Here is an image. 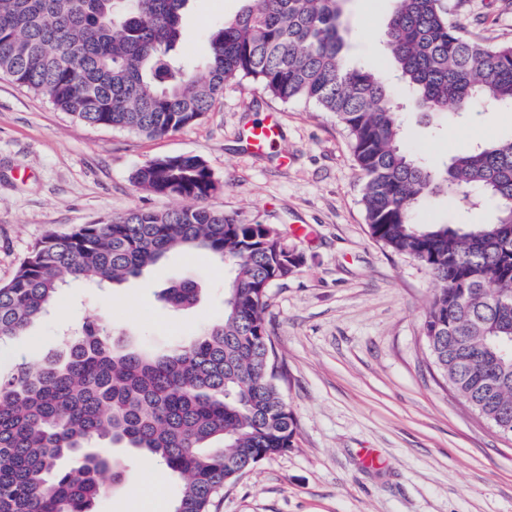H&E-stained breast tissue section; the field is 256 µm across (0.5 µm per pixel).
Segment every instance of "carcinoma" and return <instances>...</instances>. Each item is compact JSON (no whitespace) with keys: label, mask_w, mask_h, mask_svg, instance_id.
<instances>
[{"label":"carcinoma","mask_w":512,"mask_h":512,"mask_svg":"<svg viewBox=\"0 0 512 512\" xmlns=\"http://www.w3.org/2000/svg\"><path fill=\"white\" fill-rule=\"evenodd\" d=\"M190 0H0V74L90 125L163 136L198 122L237 77L283 103L332 113L363 179L370 236L418 262L436 288L423 321L433 364L486 419L512 427V136L436 164L404 145L393 91L344 55V0H245L209 35L206 77L179 56ZM448 0H394L383 32L389 61L422 112L460 118L512 106V43L464 35ZM132 183L192 204L130 210L37 242L0 285V347L58 303L66 279L119 284L175 249L202 250L230 273L224 315L188 348L139 352L125 334L83 322L62 353L0 376V512H99L124 485L120 447L181 481L173 512H210L245 467L295 447L297 422L262 374L274 353L269 287L300 262L264 224L205 205L218 181L196 155L158 158ZM445 194L484 222L417 213ZM192 280L163 289L179 310Z\"/></svg>","instance_id":"obj_1"}]
</instances>
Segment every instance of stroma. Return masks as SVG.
<instances>
[{"mask_svg": "<svg viewBox=\"0 0 512 512\" xmlns=\"http://www.w3.org/2000/svg\"><path fill=\"white\" fill-rule=\"evenodd\" d=\"M243 6L190 0L177 50L197 78L205 76L210 30ZM392 8V0H348L351 65L385 62L381 34ZM453 19L470 38L512 42V0H462ZM268 112L281 122L277 149L247 151L244 126ZM511 134V108L474 110L458 123L413 111L406 144L442 163ZM182 154L201 157L219 181L208 206L272 225L305 259L271 286L267 308L297 444L225 487L214 512H512V438L431 364L422 323L435 283L417 262L371 238L363 180L331 113L272 99L238 78L197 123L149 137L86 125L0 77V285L45 236L132 209L175 207V199L135 187L131 173ZM227 276L218 259L173 251L113 287L68 281L60 306L0 351V371L57 352L87 318L126 330L139 350L189 346L202 324L222 316ZM184 278L197 282L199 299L175 312L160 292ZM365 448L374 449L375 464L364 463ZM124 457L125 487L104 496L101 512H172L178 481L132 452Z\"/></svg>", "mask_w": 512, "mask_h": 512, "instance_id": "1", "label": "stroma"}]
</instances>
